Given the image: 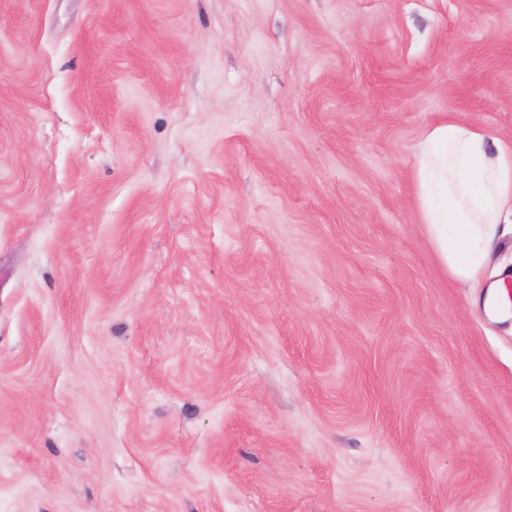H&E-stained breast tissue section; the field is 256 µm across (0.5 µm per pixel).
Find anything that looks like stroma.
I'll return each mask as SVG.
<instances>
[{
  "label": "stroma",
  "mask_w": 512,
  "mask_h": 512,
  "mask_svg": "<svg viewBox=\"0 0 512 512\" xmlns=\"http://www.w3.org/2000/svg\"><path fill=\"white\" fill-rule=\"evenodd\" d=\"M441 121L512 143V0H0V512H512Z\"/></svg>",
  "instance_id": "obj_1"
}]
</instances>
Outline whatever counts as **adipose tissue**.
I'll list each match as a JSON object with an SVG mask.
<instances>
[{
  "label": "adipose tissue",
  "instance_id": "adipose-tissue-1",
  "mask_svg": "<svg viewBox=\"0 0 512 512\" xmlns=\"http://www.w3.org/2000/svg\"><path fill=\"white\" fill-rule=\"evenodd\" d=\"M411 184L417 221L442 270L468 287L482 286L502 227L512 223V147L471 124L436 123L416 146ZM485 289L486 314L511 319L505 277Z\"/></svg>",
  "mask_w": 512,
  "mask_h": 512
}]
</instances>
